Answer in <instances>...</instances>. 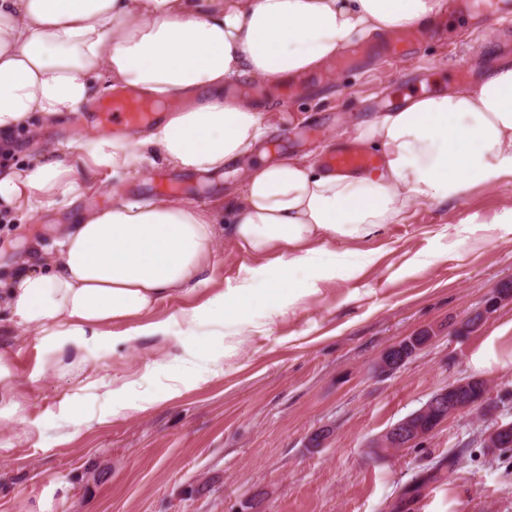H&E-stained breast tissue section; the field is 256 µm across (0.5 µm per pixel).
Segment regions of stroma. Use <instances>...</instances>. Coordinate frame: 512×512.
<instances>
[{
  "label": "stroma",
  "instance_id": "obj_1",
  "mask_svg": "<svg viewBox=\"0 0 512 512\" xmlns=\"http://www.w3.org/2000/svg\"><path fill=\"white\" fill-rule=\"evenodd\" d=\"M442 0L446 28L408 52L376 48L307 74L293 98L271 87L257 100L276 156L320 160L354 142L355 123L422 90L464 88L481 75L483 44L512 53V23L489 25L477 9ZM91 108L63 114L42 131L53 158L99 134ZM168 182L182 200L223 212L242 174L187 173L162 164L96 172L91 190L32 217L0 221V277H9L31 242L54 247L75 213L112 200L152 199ZM207 284L162 300L159 321L237 287L255 267L229 236L217 244ZM299 272L295 301L274 296L276 267L258 280L245 314L225 312L198 327L191 364L178 361L185 334L134 336L80 363L44 367L33 336L0 311V347L17 372L18 421L0 425V512H391L415 476L449 450L463 452L458 475L430 483L412 512H512V452L484 448L485 424L512 421V367L485 377L497 405L485 418L462 414L419 448L377 453L373 441L417 410L438 388L475 376L470 357L485 336L512 321V301L472 333L460 326L498 285L512 281V182L477 185L446 203H419L406 223L383 225L362 241L326 245ZM431 344L391 373L383 352L420 330ZM177 393H170V384ZM127 387V408L112 391ZM84 425L66 427L68 418ZM319 430L328 437L312 446Z\"/></svg>",
  "mask_w": 512,
  "mask_h": 512
}]
</instances>
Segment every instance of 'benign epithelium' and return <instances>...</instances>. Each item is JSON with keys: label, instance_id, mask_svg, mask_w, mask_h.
Instances as JSON below:
<instances>
[{"label": "benign epithelium", "instance_id": "benign-epithelium-1", "mask_svg": "<svg viewBox=\"0 0 512 512\" xmlns=\"http://www.w3.org/2000/svg\"><path fill=\"white\" fill-rule=\"evenodd\" d=\"M433 336L423 342L410 336L387 349L381 357L379 367L385 371H395L402 365L398 361V351L406 349L417 352L428 346ZM474 381L470 378L451 382L448 386L433 392L419 410L391 425L377 440L380 449L414 448L430 438L444 422L466 412L475 411L478 404L489 399L491 386L480 392V397L472 396ZM512 433V422H497L481 433V441L486 448H496L500 439Z\"/></svg>", "mask_w": 512, "mask_h": 512}]
</instances>
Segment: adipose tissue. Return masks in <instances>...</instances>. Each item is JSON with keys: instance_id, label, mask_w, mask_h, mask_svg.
<instances>
[{"instance_id": "obj_1", "label": "adipose tissue", "mask_w": 512, "mask_h": 512, "mask_svg": "<svg viewBox=\"0 0 512 512\" xmlns=\"http://www.w3.org/2000/svg\"><path fill=\"white\" fill-rule=\"evenodd\" d=\"M441 0H0V146L21 152L16 131L51 123L96 93L100 75L179 108L146 135L100 134L68 161L0 163V212L36 215L88 191L87 173L138 170L149 158L191 173L243 171L229 210L231 237L261 264L232 293L217 292L169 321L163 299L206 283L219 236L215 213L175 198L121 200L67 224L51 252L31 248L0 282V307L33 331L48 363L84 360L132 336L186 329L243 308L267 264L277 295L295 300L293 273L326 244L365 240L404 223L418 203H444L475 184L512 181V55L501 53L470 87L411 93L355 127L379 165L333 173L303 157L258 159L262 112L234 95L326 70L374 35L445 23ZM130 323L114 334L112 325ZM512 321L471 354L482 371L512 366Z\"/></svg>"}]
</instances>
